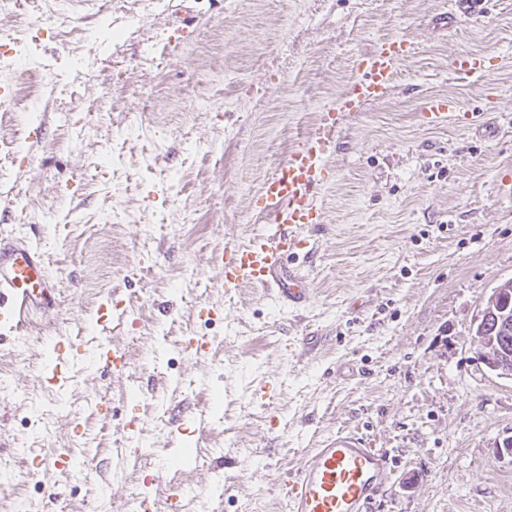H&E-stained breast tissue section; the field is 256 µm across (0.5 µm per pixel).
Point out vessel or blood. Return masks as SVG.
Segmentation results:
<instances>
[{"instance_id": "obj_1", "label": "vessel or blood", "mask_w": 512, "mask_h": 512, "mask_svg": "<svg viewBox=\"0 0 512 512\" xmlns=\"http://www.w3.org/2000/svg\"><path fill=\"white\" fill-rule=\"evenodd\" d=\"M412 50V44L394 37L366 54L361 75L340 100L341 110L357 111L382 95L393 81L398 59ZM423 118L430 126L471 121L456 101L444 97L429 99ZM339 137L338 124L321 119L264 181L261 197L273 226L247 244L231 247L224 262L225 287L261 290L279 308L306 302L304 277L290 267L288 259L309 246V230L321 221L316 193L323 163L335 153ZM58 303V290L34 242L0 238V324L21 327L28 316ZM392 474L386 453L370 448L359 433L341 429L307 452L295 475L282 483L280 495L287 512H370Z\"/></svg>"}]
</instances>
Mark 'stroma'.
Listing matches in <instances>:
<instances>
[{
	"mask_svg": "<svg viewBox=\"0 0 512 512\" xmlns=\"http://www.w3.org/2000/svg\"><path fill=\"white\" fill-rule=\"evenodd\" d=\"M1 34L25 66L0 68L17 103L0 111V237L35 242L60 297L0 336V512H130L138 496L166 512L174 484L194 492L181 512H285L280 484L341 428L393 462L371 512H512L497 448L512 380L471 339L512 278L495 186L512 160V0L477 21L454 0H26L0 9ZM393 37L415 51L342 117L315 251L293 261L307 306L224 291L225 244L271 224L262 183ZM469 52L487 58L480 78L455 66ZM435 96L486 128L427 126ZM112 293L124 315L104 322ZM62 339L84 354L50 388ZM107 344L125 369L102 371ZM119 448L137 455L116 475ZM58 452L68 471L32 467ZM512 288V284L508 281H504V282H501L497 288H494L491 292V297L489 298V300L487 302H484V305L483 307L481 308L480 312H479V315L477 317V320L476 322H479L481 320H484L488 317L489 313L491 312L493 314V316L495 317L496 319V327L495 329L500 325L501 328L503 330H507L509 325H510V317L505 314V311L507 310V308L501 310V316L500 318L498 317V315L495 313V308H494V305H495V301H496V298L499 294H501L503 291H508V289Z\"/></svg>",
	"mask_w": 512,
	"mask_h": 512,
	"instance_id": "stroma-1",
	"label": "stroma"
}]
</instances>
